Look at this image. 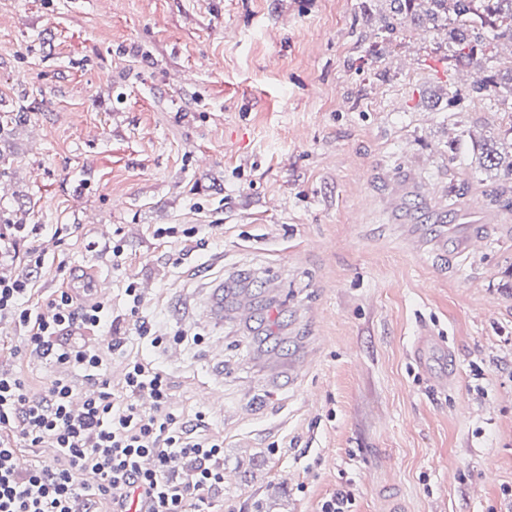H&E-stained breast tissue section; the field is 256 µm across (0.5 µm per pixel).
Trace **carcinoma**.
Instances as JSON below:
<instances>
[{"label": "carcinoma", "instance_id": "obj_1", "mask_svg": "<svg viewBox=\"0 0 512 512\" xmlns=\"http://www.w3.org/2000/svg\"><path fill=\"white\" fill-rule=\"evenodd\" d=\"M390 10V31L408 21L446 28L448 51L458 66L469 64L476 51L490 45L512 44V0H390ZM485 69L488 76L473 92L497 95L508 86L512 88V60L504 67L497 55L491 54L485 57ZM476 148L479 167L496 171L499 179L510 183L490 190L491 203L511 207L512 142L495 147L478 144Z\"/></svg>", "mask_w": 512, "mask_h": 512}]
</instances>
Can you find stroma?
<instances>
[{
  "instance_id": "stroma-1",
  "label": "stroma",
  "mask_w": 512,
  "mask_h": 512,
  "mask_svg": "<svg viewBox=\"0 0 512 512\" xmlns=\"http://www.w3.org/2000/svg\"><path fill=\"white\" fill-rule=\"evenodd\" d=\"M387 8L0 0V113L21 115L0 128V225L40 227L5 267L64 224L32 305L102 275L115 314L134 281L153 327L223 338L219 360L154 356L172 411H205L224 440L236 480L210 512H320L339 491L348 512H512V221L483 225L473 258L454 216L496 182L472 146L500 138L512 98L449 107L485 70L449 64L442 30L377 43ZM413 166L440 208L390 205L384 178ZM172 224L204 246L155 237ZM217 282L223 321L196 323ZM423 331L447 350L427 368L410 354Z\"/></svg>"
}]
</instances>
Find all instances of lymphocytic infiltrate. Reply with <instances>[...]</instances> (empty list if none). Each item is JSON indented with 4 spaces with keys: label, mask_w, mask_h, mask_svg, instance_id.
Wrapping results in <instances>:
<instances>
[{
    "label": "lymphocytic infiltrate",
    "mask_w": 512,
    "mask_h": 512,
    "mask_svg": "<svg viewBox=\"0 0 512 512\" xmlns=\"http://www.w3.org/2000/svg\"><path fill=\"white\" fill-rule=\"evenodd\" d=\"M44 265L30 252L25 270L0 274V327L18 333L12 356L43 361L58 373L33 391L21 372L0 367V512H188L224 492V442L201 433L203 413L187 425L170 408L171 381L142 357L127 360L124 386L114 393L98 335L109 348L129 343L109 303L58 288L46 304H30ZM126 316L139 343L160 350L172 342L201 346L196 333L169 335L142 320L136 282L124 290ZM85 391L73 406L77 386ZM48 453L19 469L22 449ZM95 486H86L85 474Z\"/></svg>",
    "instance_id": "f902f5d3"
}]
</instances>
